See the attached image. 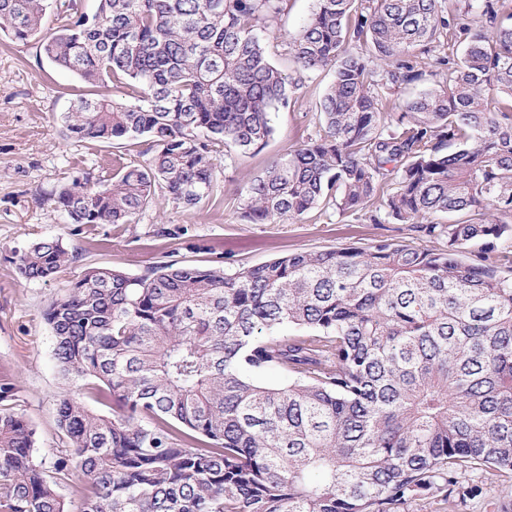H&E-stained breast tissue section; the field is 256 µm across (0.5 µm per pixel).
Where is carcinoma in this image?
I'll list each match as a JSON object with an SVG mask.
<instances>
[{"label":"carcinoma","mask_w":512,"mask_h":512,"mask_svg":"<svg viewBox=\"0 0 512 512\" xmlns=\"http://www.w3.org/2000/svg\"><path fill=\"white\" fill-rule=\"evenodd\" d=\"M96 2L90 17L58 16L41 48L124 100L80 97L64 125L100 143L147 138L151 156L118 162L106 186L88 173L56 192L79 231L133 224L158 195L200 205L216 155L263 147L292 84L266 50L287 0ZM46 10L0 0V34H38ZM507 19L494 0H314L284 42L297 70L333 73L321 129L251 181L241 219L377 202L442 248L381 241L230 274L86 267L44 312L72 386L56 403L52 462L34 455L0 372V512H71L69 498L77 512H409L422 496L466 512L483 473L512 496V253L490 256L512 238ZM450 34L459 57L417 66L415 50ZM426 76L430 88L385 120L379 90ZM81 258L58 237L13 252L26 281ZM272 371L285 381H263Z\"/></svg>","instance_id":"obj_1"}]
</instances>
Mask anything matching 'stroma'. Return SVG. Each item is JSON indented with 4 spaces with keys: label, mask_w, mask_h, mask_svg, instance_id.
<instances>
[{
    "label": "stroma",
    "mask_w": 512,
    "mask_h": 512,
    "mask_svg": "<svg viewBox=\"0 0 512 512\" xmlns=\"http://www.w3.org/2000/svg\"><path fill=\"white\" fill-rule=\"evenodd\" d=\"M312 7L313 0H288L272 27L268 52L285 72H293L294 63L278 36L294 32ZM330 81L325 73L299 81L288 110L274 114V132L263 148L218 156L216 184L198 208L185 210L160 198L138 223L100 224L79 232L64 211L47 202V195L88 171L100 180L110 179L113 161L124 155L125 148L71 136L61 116L84 91V84L49 63L39 39L0 38V365L13 370L21 405L35 431L37 457H53L58 446L56 400L66 387L43 312L64 295L85 266H110L138 275L160 262L209 266L219 259L231 271L288 253L365 248L382 240L438 248V241L383 211L374 220L333 210L285 224L241 220L239 200L251 180L318 132L319 102ZM163 224L188 227L187 238L158 236L156 230ZM44 237H59L78 248L82 261L49 280L24 281L12 262L13 253Z\"/></svg>",
    "instance_id": "obj_1"
}]
</instances>
